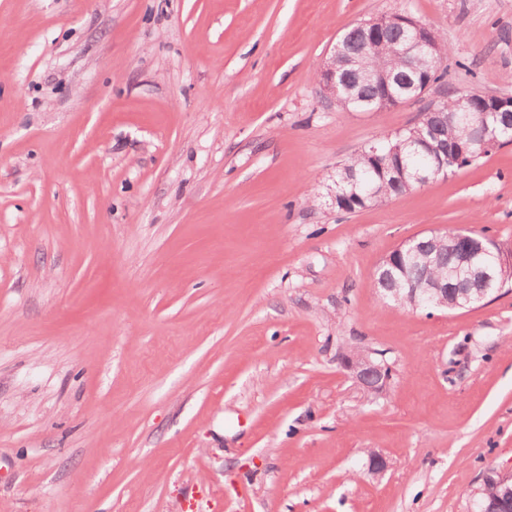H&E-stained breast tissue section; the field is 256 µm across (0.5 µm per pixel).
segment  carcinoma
Segmentation results:
<instances>
[{"label": "carcinoma", "instance_id": "obj_1", "mask_svg": "<svg viewBox=\"0 0 512 512\" xmlns=\"http://www.w3.org/2000/svg\"><path fill=\"white\" fill-rule=\"evenodd\" d=\"M404 32L399 28H391L383 39L369 45L365 35L359 30H352L342 44V52L349 57L359 59L367 70L387 68L402 80H419L413 75L405 58L400 55ZM353 88L352 98L345 107L352 112H360L375 108L383 97V89L375 84L357 80L349 76ZM456 98H448L445 111L434 115L430 125L437 130L438 136H429L424 126L412 125L404 131L379 138V143L391 147L400 141L410 140L413 146L402 150L401 159L407 172L411 173L418 167L430 162L441 164L445 154H452L457 160L456 165L448 168L449 174H454L474 162L488 156L491 151L472 143L464 120L448 121V111L454 109ZM386 154L375 155L366 147L350 157L344 166L353 175V179L344 183L345 192L349 196L348 211H356L380 203L392 197L403 195L409 190L416 189L413 180H395L381 174V163ZM458 230H448V239L438 245L429 243V236L422 235L420 250L428 255L427 260L412 262L404 260V264L394 268L387 263L379 265L375 274L376 288L384 298L391 297L389 289H396L397 296L393 303L399 307L412 308L411 291L427 280H448V270L458 262L460 243L457 239Z\"/></svg>", "mask_w": 512, "mask_h": 512}]
</instances>
